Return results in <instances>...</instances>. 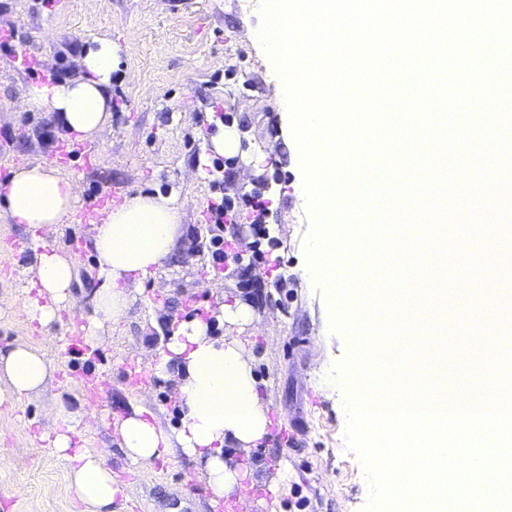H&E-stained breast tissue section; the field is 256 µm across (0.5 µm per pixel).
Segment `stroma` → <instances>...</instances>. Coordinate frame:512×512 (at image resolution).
I'll use <instances>...</instances> for the list:
<instances>
[{
	"mask_svg": "<svg viewBox=\"0 0 512 512\" xmlns=\"http://www.w3.org/2000/svg\"><path fill=\"white\" fill-rule=\"evenodd\" d=\"M261 24L260 0H0V29L13 30L16 43L34 54L29 70L0 66V182L19 162L52 160L65 135L60 128L54 137L43 135L53 116L27 105L29 86L53 72L73 74L83 47L105 35L121 49L112 126L97 141L101 153L94 168L78 157L62 170L76 181L81 205L115 191L170 194L181 206L172 254L144 281L107 342L95 347L74 335L81 321L70 314L45 329L29 320L23 303L35 256L13 245L30 233L0 212V348L35 347L54 368L40 394L0 404V512H85L69 488L66 461L44 435L45 416L59 402L73 411L96 410L97 421L79 429L74 441L104 451L126 486V512H212L211 490L194 478L191 461L178 456L157 464L152 477H141L115 435L116 421L135 405L165 428L180 425L173 384L155 375L153 359L180 322L173 306L191 298L207 308L221 336L231 333L216 319L221 305L250 304L254 323L242 338L271 427L251 454L262 467L256 485L264 490L266 479L288 471L277 493L264 490L247 507L234 496L229 506L239 512H366L363 465L345 438L351 386L336 368L352 341L334 318L328 288L309 272L304 240L312 217L280 77L265 64ZM222 111L242 148L207 176L202 168L215 154L205 119ZM219 181L233 198L262 187L279 199L263 229L246 220L227 229L243 256L230 275L209 272L206 256L194 252L197 234L206 230L212 185ZM447 244L462 257L484 251L496 262L512 255L507 233L469 236L458 229ZM271 261L280 265L282 284L268 277ZM443 299V331L460 322L481 324L490 349L500 350L508 326L500 315L512 309V292L453 276ZM478 368L473 349L466 348L451 364L438 354L422 376L452 391L479 382Z\"/></svg>",
	"mask_w": 512,
	"mask_h": 512,
	"instance_id": "1",
	"label": "stroma"
}]
</instances>
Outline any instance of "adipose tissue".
I'll return each mask as SVG.
<instances>
[{
  "label": "adipose tissue",
  "instance_id": "ef3b65f1",
  "mask_svg": "<svg viewBox=\"0 0 512 512\" xmlns=\"http://www.w3.org/2000/svg\"><path fill=\"white\" fill-rule=\"evenodd\" d=\"M118 63L119 49L111 38H95L77 57L74 76L31 85L27 102L53 112L67 134L95 141L112 125V74ZM76 199L74 180L46 161L20 163L0 183V209L14 223L28 225L39 247L38 295L26 299L25 309L30 320L43 327L59 321L62 310L76 306V261L44 235L64 222ZM179 219L175 197L137 194L92 222L87 248L96 260L97 285L81 327L85 344L102 343L104 325L120 320L144 279L171 254ZM154 372L161 379H173L172 397L183 412L182 423L167 430L147 419L143 407H134L116 425L120 449L146 477L157 462L184 456L215 495L235 494L248 471L229 456V449L251 453L268 434L244 341L211 336L208 324L199 319L179 323L155 358ZM50 378V365L38 349L25 344L0 349V403L38 394ZM94 417L91 411L75 418L58 409L50 413L45 430L53 436V450L67 463L70 489L87 512H115L118 497L125 494L123 485L114 479L102 451L73 441L79 421Z\"/></svg>",
  "mask_w": 512,
  "mask_h": 512
}]
</instances>
